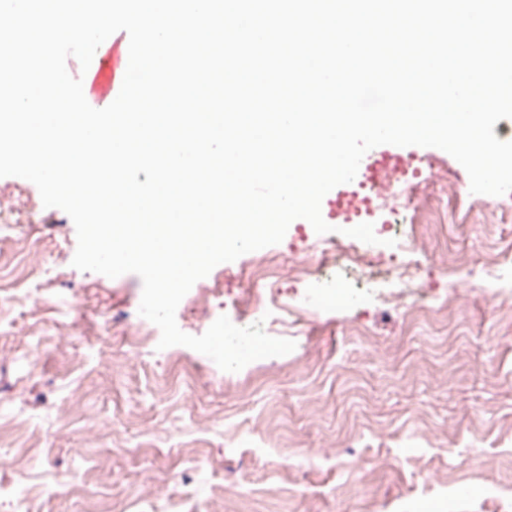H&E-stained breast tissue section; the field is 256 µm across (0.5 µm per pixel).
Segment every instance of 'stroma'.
<instances>
[{
	"instance_id": "obj_1",
	"label": "stroma",
	"mask_w": 512,
	"mask_h": 512,
	"mask_svg": "<svg viewBox=\"0 0 512 512\" xmlns=\"http://www.w3.org/2000/svg\"><path fill=\"white\" fill-rule=\"evenodd\" d=\"M1 196L34 213L22 235L58 245L0 335V413L26 426L0 433V484L29 480L38 512H512V265L482 278L444 262L481 263L512 223L464 199L465 223L396 225L425 238L410 261L441 301L350 304L359 279L328 269L288 287L310 311L295 350L232 373L185 346L130 347L141 279L74 268L75 226L32 182L0 178Z\"/></svg>"
}]
</instances>
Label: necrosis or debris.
<instances>
[{"label":"necrosis or debris","mask_w":512,"mask_h":512,"mask_svg":"<svg viewBox=\"0 0 512 512\" xmlns=\"http://www.w3.org/2000/svg\"><path fill=\"white\" fill-rule=\"evenodd\" d=\"M384 178L390 188L383 205L396 224L447 223V201L459 200L465 194L454 173L447 169L433 175L418 170L402 174L388 171ZM43 253L42 246L29 244L15 250L8 261H1L0 294L16 292L35 279L42 267ZM330 264L349 274L384 278L395 287L391 304L408 311L413 308L409 296L422 292V277L409 262L393 260L382 264L368 249L329 240L317 246L313 258L305 260H291L273 251H255L249 272L253 288L234 295L228 303L240 315L242 325H251L265 316L272 323L293 328L306 321L307 313L288 298L286 285L320 280L323 268Z\"/></svg>","instance_id":"necrosis-or-debris-1"}]
</instances>
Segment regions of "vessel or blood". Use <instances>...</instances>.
<instances>
[{
	"label": "vessel or blood",
	"instance_id": "vessel-or-blood-1",
	"mask_svg": "<svg viewBox=\"0 0 512 512\" xmlns=\"http://www.w3.org/2000/svg\"><path fill=\"white\" fill-rule=\"evenodd\" d=\"M128 65L127 55L95 62L93 94L107 96L119 93ZM422 155L394 145H381L370 150L362 159L355 180L332 189L322 200L321 210L328 219L349 224L371 213L374 202L385 187L378 180L382 169L403 170L421 164Z\"/></svg>",
	"mask_w": 512,
	"mask_h": 512
}]
</instances>
